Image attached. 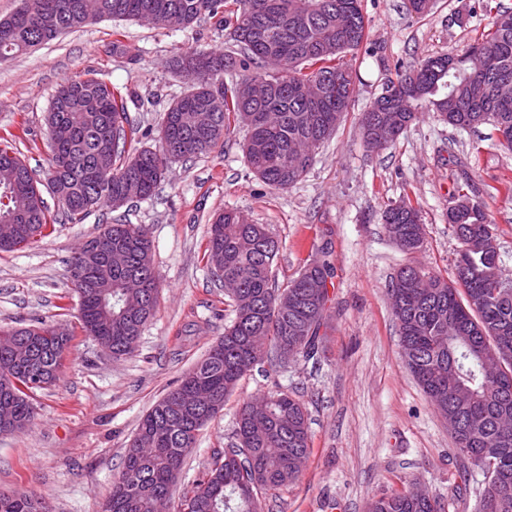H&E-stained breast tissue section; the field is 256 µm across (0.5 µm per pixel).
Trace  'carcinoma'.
Returning <instances> with one entry per match:
<instances>
[{
    "mask_svg": "<svg viewBox=\"0 0 512 512\" xmlns=\"http://www.w3.org/2000/svg\"><path fill=\"white\" fill-rule=\"evenodd\" d=\"M364 0H21L0 18V61L47 43L102 18L163 20L181 16V27L213 19L229 30L230 53L190 49L176 54L173 71L187 85L162 118L161 149L130 152L140 129L123 95L101 78L69 80L57 89L46 115L50 168L41 177L0 142V223L14 237L0 240L11 252L47 236L43 191L57 198L70 223L94 209L115 212L134 199L151 198L173 162L205 156L229 131V118L243 122L247 164L266 185L285 189L302 181L312 164L296 166L304 145L319 149L336 131L354 93L344 57L367 41ZM489 29L460 54L433 55L396 72L361 120L362 137L372 122L402 134L422 111L434 112L461 130L491 127L490 136L512 131V12L498 11ZM453 66H448V58ZM245 72L239 81L224 75ZM387 236H399L407 253L424 244L420 210L409 197L385 208ZM448 223L458 240L453 276L401 267L389 295L403 359L425 395L454 415L456 454L493 461L475 512H512V282L502 279L496 225L484 202L458 186ZM101 253L74 254L67 268L77 295L84 335L122 358L132 354L158 307V275L146 230L118 219ZM125 263L110 267L109 249ZM278 240L262 224L226 210L209 228L207 262L220 279L240 288L232 297L234 319L224 336L187 372L177 387L141 419L130 439L112 494L101 512H151L167 496L201 429L224 408L247 374L290 360L319 362L333 318L328 286L335 275L332 251L317 257L284 286L272 280ZM31 334L32 348L13 353L5 342ZM71 333L52 323L0 328V402L25 431L36 419L31 394L53 384L68 353ZM269 414L254 420L244 403L237 413L236 443L224 459L196 481L177 512H262L261 499L295 482L296 460L307 456L309 413L296 391L276 389L264 397ZM0 512H47L29 494L0 493ZM370 512H446L438 498L414 499L397 490L374 501Z\"/></svg>",
    "mask_w": 512,
    "mask_h": 512,
    "instance_id": "carcinoma-1",
    "label": "carcinoma"
}]
</instances>
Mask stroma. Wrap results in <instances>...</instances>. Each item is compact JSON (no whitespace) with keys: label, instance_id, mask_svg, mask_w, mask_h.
I'll use <instances>...</instances> for the list:
<instances>
[{"label":"stroma","instance_id":"stroma-1","mask_svg":"<svg viewBox=\"0 0 512 512\" xmlns=\"http://www.w3.org/2000/svg\"><path fill=\"white\" fill-rule=\"evenodd\" d=\"M490 7L512 11V0H437L423 17L409 14L405 0H364L368 41L351 59L350 108L293 187L266 186L252 173L242 152L247 128L237 122L211 154L170 164L155 196L133 203L127 215L146 229L159 276L156 314L132 356L112 358L79 333L78 299L66 279L69 259L99 232L108 208L0 253V326L42 319L74 331L58 380L34 396L33 426L0 433V492L36 495L48 512H100L141 417L234 317L204 258L209 224L234 209L278 239L276 284L296 277L325 240L336 267L324 361L289 362L276 379L298 388L308 408L310 453L299 479L267 497L264 512H369L372 500L413 487L447 502L449 512H474L483 477L476 471L462 481L448 425L401 358L388 288L410 262L451 274L458 242L448 208L463 180L486 202L502 269L512 277V198L499 192L512 180V151L490 139L489 127L460 131L430 112L379 153L366 151L359 126L397 64L460 52L486 26ZM190 48L229 52L234 44L209 20L178 29L105 18L2 62L0 138H12L29 167L46 173L52 97L64 82L93 74L121 89L140 146L159 149L161 118L185 90L169 61ZM406 195L418 202L425 229L423 249L410 256L380 224L385 206ZM273 382L255 373L238 382L185 459L172 502L234 443L238 408L260 400Z\"/></svg>","mask_w":512,"mask_h":512}]
</instances>
